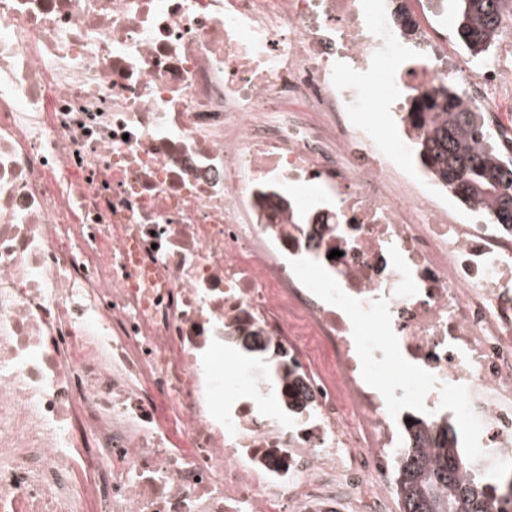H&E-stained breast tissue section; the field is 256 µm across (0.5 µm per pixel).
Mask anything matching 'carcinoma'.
<instances>
[{
    "mask_svg": "<svg viewBox=\"0 0 512 512\" xmlns=\"http://www.w3.org/2000/svg\"><path fill=\"white\" fill-rule=\"evenodd\" d=\"M455 34L473 61H480L496 30L506 0H455ZM401 120L416 130L415 147L421 164L464 203H486L494 224L512 227V159L494 157L495 134L483 115L468 108L460 92L443 82L432 92L413 97L412 111ZM436 445L429 456L418 448H402L395 472L401 512H453L460 500L467 512H512L509 499L498 502L496 488L460 471V449L450 428L432 434Z\"/></svg>",
    "mask_w": 512,
    "mask_h": 512,
    "instance_id": "carcinoma-1",
    "label": "carcinoma"
}]
</instances>
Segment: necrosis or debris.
Here are the masks:
<instances>
[{"label": "necrosis or debris", "instance_id": "necrosis-or-debris-1", "mask_svg": "<svg viewBox=\"0 0 512 512\" xmlns=\"http://www.w3.org/2000/svg\"><path fill=\"white\" fill-rule=\"evenodd\" d=\"M368 2L0 0V512H392L446 422L512 471V230L367 121L503 127L512 7L467 71Z\"/></svg>", "mask_w": 512, "mask_h": 512}]
</instances>
